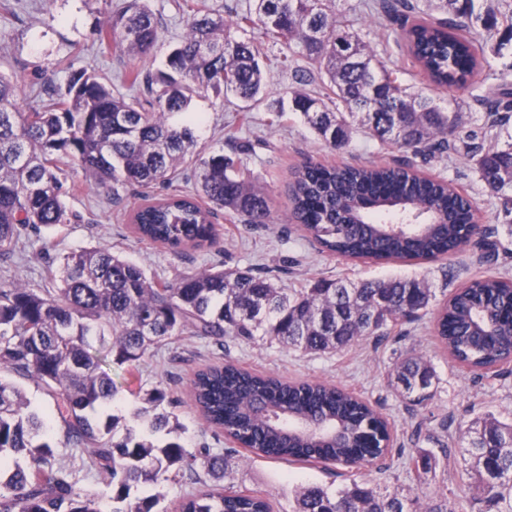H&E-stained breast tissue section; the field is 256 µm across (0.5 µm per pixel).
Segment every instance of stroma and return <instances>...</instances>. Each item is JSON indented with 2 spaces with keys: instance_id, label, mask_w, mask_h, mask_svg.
Wrapping results in <instances>:
<instances>
[{
  "instance_id": "1",
  "label": "stroma",
  "mask_w": 512,
  "mask_h": 512,
  "mask_svg": "<svg viewBox=\"0 0 512 512\" xmlns=\"http://www.w3.org/2000/svg\"><path fill=\"white\" fill-rule=\"evenodd\" d=\"M124 2L0 0V72L21 79L17 98L21 109L35 103L30 82L38 72L62 86L70 71L92 67L113 87L125 92L129 89V71L145 72L161 65L168 47L179 42L185 33L187 15L179 9V0H146L156 16L160 35L156 53L147 57H133L99 46V29ZM363 2L337 0L336 6L349 14L360 35L388 67L400 70L407 83L426 93L436 92L440 97L462 101L464 131L479 130L484 114L478 98L497 85L500 76L512 79V49H505L500 55H481L466 88L438 91L415 60L397 46L390 21L368 12ZM247 36L263 50L267 90L271 98H278L292 85L290 71L276 63L284 52L283 46L258 28L248 31ZM192 109L204 117L198 129L201 148L211 152L245 146L241 156L245 176L265 191L274 223L247 226L240 217L218 211L220 245L177 258L163 248L140 241L122 211L112 206L108 190L79 176L66 199L73 215L71 223L30 236L24 258L0 263V274L30 288H53L57 285L55 254L104 245L142 267L147 275L169 281L212 267L252 269L274 278L285 288H301L319 277L424 280L432 292L427 309L420 319L392 330L384 338L369 337L333 355L304 354L263 341L229 339L219 347L207 339L189 338L162 347L142 360L138 377L144 388L167 389L189 448L206 447L228 458L224 486L245 487L268 496L274 512H292L296 488L312 483L336 488L357 479L392 492L415 493L427 500L456 492V471L466 446L461 430L486 413L512 415V362L503 365L497 375H477L453 362L435 333L437 312L457 288L488 273L512 275V238L507 237L502 226L503 200L479 180L467 158L465 141H458L449 152L420 156L359 132L346 149L336 151L291 112L274 122L265 106L250 108L235 97L212 93L195 99ZM308 159L326 165L408 164L426 175L452 181L476 202L485 239L496 246L494 256L485 257L483 250L474 245L432 261L392 260L381 264L323 253L303 238L299 226L291 220L288 184L294 170ZM411 355L428 360L438 377L434 399L422 406L403 399L393 387L396 361ZM225 362L289 380L331 382L353 391L388 420L393 436L391 451L354 473L331 463L241 460L240 448L224 433L208 428L190 400L195 373L205 366ZM421 453L431 457L433 467L419 484L413 479L411 458Z\"/></svg>"
}]
</instances>
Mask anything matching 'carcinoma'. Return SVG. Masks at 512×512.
Returning <instances> with one entry per match:
<instances>
[{
    "label": "carcinoma",
    "instance_id": "obj_1",
    "mask_svg": "<svg viewBox=\"0 0 512 512\" xmlns=\"http://www.w3.org/2000/svg\"><path fill=\"white\" fill-rule=\"evenodd\" d=\"M255 8L224 19L188 5L187 34L161 67L131 71L123 94L93 70L71 74L61 88L40 78L37 104L13 108L18 80L0 74V257L24 247L43 227L71 221L59 156L76 171L112 190L171 183L191 164L197 190L171 194L133 209L130 223L142 241L175 256L219 243L213 218L226 210L248 225L271 223L265 192L243 177L241 160L199 149L201 118L193 100L209 92L233 93L245 102L264 96L259 50L238 32L259 27L304 56L312 69L291 66L297 87L273 112L299 113L326 144L347 146L364 129L382 144L413 152L453 146L462 109L441 105L404 83L380 60L336 9V0H254ZM422 17L404 30L409 53L437 89L462 88L477 66L471 32H492L512 15L486 0H425ZM373 9L405 26L406 5L372 0ZM159 39L154 14L129 0L99 29L100 45L148 55ZM323 80L316 96L304 85ZM512 93L482 97L483 132L496 141L468 152L480 180L503 199L506 233L512 237V132L495 116L512 110ZM292 219L331 256L379 263L423 261L454 252L482 237L476 204L444 179L400 166L324 165L307 162L291 189ZM56 288L36 291L0 282V370L33 381L54 403L53 416L81 467L104 472L112 484V512H157L162 495L144 487L188 479L198 489L176 512H272L263 495L224 488L228 461L208 448L192 450L182 425L167 410L166 389L139 390L136 417L145 431L119 433L121 417L109 413L120 390L102 358L133 367L178 336L258 338L311 354L336 353L369 336L382 337L412 323L432 294L424 281L354 282L318 278L290 291L249 269L187 273L174 282L145 271L103 247L58 257ZM436 335L457 364L481 371L512 357V280L490 276L457 289L436 319ZM395 389L415 405L434 398L437 375L422 358L395 365ZM191 392L205 422L257 457L332 462L350 468L386 456L388 421L372 405L336 385L283 381L233 363L198 371ZM468 439L462 494L419 500L351 480L330 491L301 488L293 512H466L465 502L484 497L496 512H512V421L487 414L462 432ZM215 480L203 479L199 468ZM0 512H100L96 497L76 487L74 471L57 465L46 419L29 410L19 386L0 377Z\"/></svg>",
    "mask_w": 512,
    "mask_h": 512
}]
</instances>
